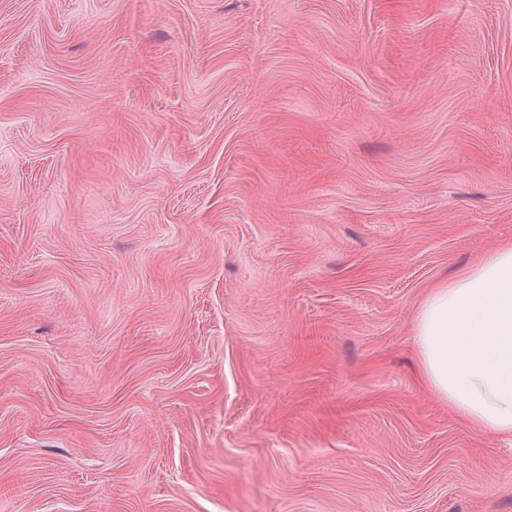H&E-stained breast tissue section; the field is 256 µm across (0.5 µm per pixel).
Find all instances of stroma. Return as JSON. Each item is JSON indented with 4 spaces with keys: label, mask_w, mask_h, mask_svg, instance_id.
<instances>
[{
    "label": "stroma",
    "mask_w": 512,
    "mask_h": 512,
    "mask_svg": "<svg viewBox=\"0 0 512 512\" xmlns=\"http://www.w3.org/2000/svg\"><path fill=\"white\" fill-rule=\"evenodd\" d=\"M512 243V0H0V512H512L424 388Z\"/></svg>",
    "instance_id": "stroma-1"
}]
</instances>
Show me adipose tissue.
I'll use <instances>...</instances> for the list:
<instances>
[{"label": "adipose tissue", "instance_id": "adipose-tissue-1", "mask_svg": "<svg viewBox=\"0 0 512 512\" xmlns=\"http://www.w3.org/2000/svg\"><path fill=\"white\" fill-rule=\"evenodd\" d=\"M413 344L435 398L483 431L512 436V246L429 288Z\"/></svg>", "mask_w": 512, "mask_h": 512}]
</instances>
